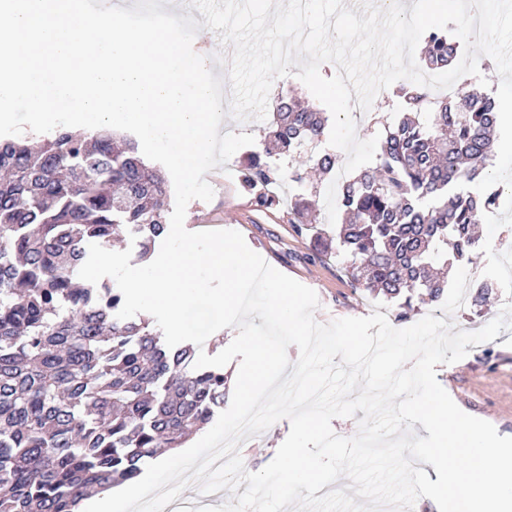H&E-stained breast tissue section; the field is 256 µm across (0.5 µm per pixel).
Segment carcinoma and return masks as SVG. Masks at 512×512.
I'll list each match as a JSON object with an SVG mask.
<instances>
[{
  "instance_id": "cac0c4a2",
  "label": "carcinoma",
  "mask_w": 512,
  "mask_h": 512,
  "mask_svg": "<svg viewBox=\"0 0 512 512\" xmlns=\"http://www.w3.org/2000/svg\"><path fill=\"white\" fill-rule=\"evenodd\" d=\"M425 54L444 70L456 43L432 32ZM396 96L403 118L374 164L337 190V246L354 280L411 310L448 293L431 264L470 259L474 226L505 188L472 190L497 122L479 81L433 102L403 82ZM268 107L264 148L241 162L248 192L280 179L266 145L289 155L325 134L327 117L295 98ZM117 139L62 128L33 143L0 138V512H77L159 449L182 447L224 405L228 376L194 368L197 345L168 347L152 317H117L115 285L78 276L92 243L106 249L132 233L145 259L167 235V181L136 143ZM311 208L296 195L289 223H308Z\"/></svg>"
}]
</instances>
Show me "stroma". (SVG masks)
<instances>
[{"instance_id": "obj_1", "label": "stroma", "mask_w": 512, "mask_h": 512, "mask_svg": "<svg viewBox=\"0 0 512 512\" xmlns=\"http://www.w3.org/2000/svg\"><path fill=\"white\" fill-rule=\"evenodd\" d=\"M402 117V109L394 93L377 96L367 119L357 122L359 138L387 134ZM328 140L305 146L300 153L280 157L277 165L284 176L294 172L306 174L302 185L306 198L316 208V221L298 227L289 221L287 208L266 210L254 205L250 194L238 181L227 177L218 167L206 176L214 190L211 201L192 200L186 209L187 228L235 230L247 245L272 267L312 288L320 306L315 313L318 322L327 323L344 317H365L373 312L386 315L391 326L403 329L426 315L444 319L457 329L475 331L493 320L507 298L502 289H494L483 304L457 307L454 291L485 283L486 256L474 251L469 262L454 266L450 293L439 302L417 305L406 319H399V308L383 296L365 290L350 273V257L336 250V228L327 220L324 194L328 180L311 175L312 156L329 151ZM437 379L464 412L490 422L499 435L512 437V331H501L491 341L469 346L461 361L435 367ZM290 431L288 420H280L254 436L251 447L240 455L247 471L265 467Z\"/></svg>"}]
</instances>
